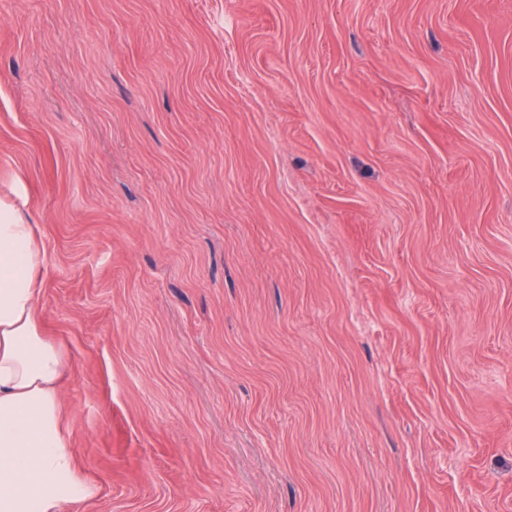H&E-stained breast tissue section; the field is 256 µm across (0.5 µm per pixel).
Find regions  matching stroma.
<instances>
[{"label":"stroma","mask_w":512,"mask_h":512,"mask_svg":"<svg viewBox=\"0 0 512 512\" xmlns=\"http://www.w3.org/2000/svg\"><path fill=\"white\" fill-rule=\"evenodd\" d=\"M76 512H512V0H0Z\"/></svg>","instance_id":"stroma-1"}]
</instances>
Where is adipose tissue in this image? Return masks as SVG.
<instances>
[{
	"mask_svg": "<svg viewBox=\"0 0 512 512\" xmlns=\"http://www.w3.org/2000/svg\"><path fill=\"white\" fill-rule=\"evenodd\" d=\"M44 264L36 225L0 201V512H72L97 493L67 423L66 354L42 328Z\"/></svg>",
	"mask_w": 512,
	"mask_h": 512,
	"instance_id": "1",
	"label": "adipose tissue"
}]
</instances>
